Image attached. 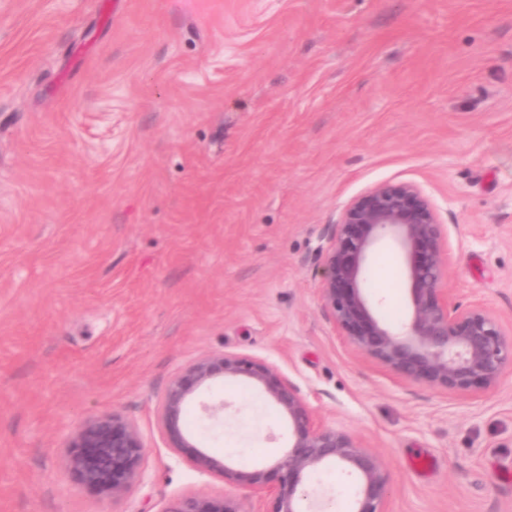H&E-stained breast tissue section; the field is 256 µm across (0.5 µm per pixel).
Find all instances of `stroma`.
I'll return each mask as SVG.
<instances>
[{"label":"stroma","instance_id":"stroma-1","mask_svg":"<svg viewBox=\"0 0 512 512\" xmlns=\"http://www.w3.org/2000/svg\"><path fill=\"white\" fill-rule=\"evenodd\" d=\"M381 181L419 184L447 288L512 331V0H0V512H164L256 499L166 448L171 379L258 357L382 454L386 512H512V369L493 390L398 381L319 297L316 248ZM389 322L401 264L368 271ZM226 402L205 428L201 402ZM118 413L146 476L76 484L70 435ZM200 449L272 467L288 426L246 383L191 403ZM330 512L356 482L312 477ZM164 512H245L232 499L186 495L173 501Z\"/></svg>","mask_w":512,"mask_h":512}]
</instances>
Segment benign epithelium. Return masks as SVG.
<instances>
[{"instance_id": "7a95c632", "label": "benign epithelium", "mask_w": 512, "mask_h": 512, "mask_svg": "<svg viewBox=\"0 0 512 512\" xmlns=\"http://www.w3.org/2000/svg\"><path fill=\"white\" fill-rule=\"evenodd\" d=\"M393 246L403 261L406 313L398 324L377 311L367 273L376 252ZM319 292L334 328L361 357L396 378L446 392L496 388L512 368V336L480 304L463 308L445 288L444 228L437 207L417 184L382 181L351 199L333 235L319 246ZM240 380L259 392L288 424V447L272 470L237 469L228 457L196 449L186 410L219 380ZM168 448L194 449L203 472L246 490L265 512H304L309 476L339 465L358 484L349 512H385L390 475L381 455L337 425L321 421L298 389L261 359L212 352L191 361L169 383L158 415ZM137 424L119 414L87 420L68 440L64 465L81 487L114 503L145 472ZM165 512H244L232 499L186 495Z\"/></svg>"}]
</instances>
